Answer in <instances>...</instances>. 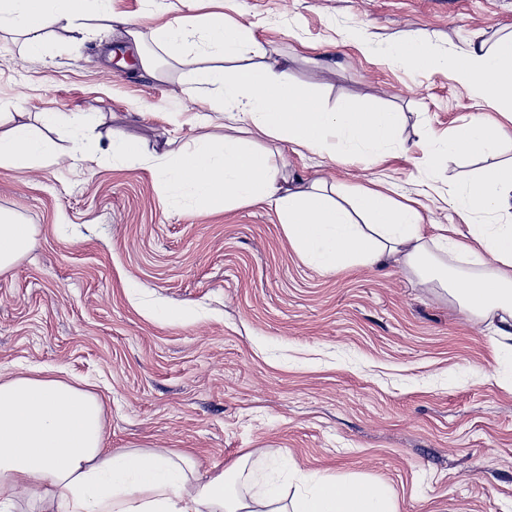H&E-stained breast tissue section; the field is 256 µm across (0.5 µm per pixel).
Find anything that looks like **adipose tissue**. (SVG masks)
I'll use <instances>...</instances> for the list:
<instances>
[{
    "label": "adipose tissue",
    "mask_w": 512,
    "mask_h": 512,
    "mask_svg": "<svg viewBox=\"0 0 512 512\" xmlns=\"http://www.w3.org/2000/svg\"><path fill=\"white\" fill-rule=\"evenodd\" d=\"M116 24L139 40L132 19L114 12L112 0H0V31L24 36L34 58L44 55L51 29L82 34ZM198 39L204 63L192 69L188 93L223 112L226 132L216 137L205 131L190 144L166 149L159 168L164 181L186 189L198 208L215 214L269 206L294 250L325 270L398 262L420 286L448 288L470 315L498 316V336L512 341V161L484 169L449 194V208L464 216H500L494 224L472 225L468 243L426 237L421 210L383 191L349 196L322 181L289 188L273 150L258 149V138L310 152L333 147L358 157L391 142L399 113L364 110L348 99L327 109L318 92L265 64L267 51L253 24L227 22L220 12L190 14L157 30L162 52H140L141 70L163 76L165 64L185 63ZM391 51L413 64L434 62L474 85L490 108L512 112V34L490 46L472 38L442 58L418 38L395 42ZM40 121L42 135L24 122L0 134V167L29 171L63 157L83 161L84 134L99 117L45 112ZM63 122L72 129L64 156L48 136ZM505 137L500 123L477 115L449 136L446 151L452 159L492 155ZM34 241L33 225L0 213V273L12 269ZM454 261L481 272L452 275ZM198 468L187 450L110 448L102 403L90 391L43 373L0 374V512H21L25 502L31 512H397L385 490L371 483L342 487L314 476L287 498L274 483L264 492H248L252 476L244 462L203 483Z\"/></svg>",
    "instance_id": "obj_1"
}]
</instances>
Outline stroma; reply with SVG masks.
Here are the masks:
<instances>
[{"label": "stroma", "mask_w": 512, "mask_h": 512, "mask_svg": "<svg viewBox=\"0 0 512 512\" xmlns=\"http://www.w3.org/2000/svg\"><path fill=\"white\" fill-rule=\"evenodd\" d=\"M112 7L151 52L154 30L185 13L181 0ZM213 12L254 24L267 63L328 108L348 98L402 115L375 161L280 145L290 179L343 192L387 182L398 201H418L426 236L468 234L442 199L482 163L435 149L472 115L500 114L387 46L424 36L445 54L476 33L494 43L512 31V0H198L196 15ZM47 44L33 63L23 36L0 32V133L17 116L39 126L42 112L101 120L86 134L87 168L0 167V212L36 229L35 247L0 274V372L89 386L112 447L193 448L214 473L249 457L256 492L270 479L292 492L316 473L382 484L397 512H512V346L490 322L392 262L306 263L266 205L195 208L149 163L164 140L200 133L187 66L144 75L133 44L108 29L59 27ZM116 137L140 139L143 159L113 160Z\"/></svg>", "instance_id": "obj_1"}]
</instances>
